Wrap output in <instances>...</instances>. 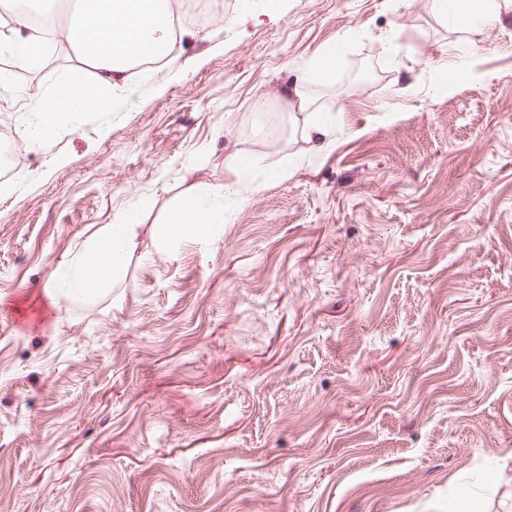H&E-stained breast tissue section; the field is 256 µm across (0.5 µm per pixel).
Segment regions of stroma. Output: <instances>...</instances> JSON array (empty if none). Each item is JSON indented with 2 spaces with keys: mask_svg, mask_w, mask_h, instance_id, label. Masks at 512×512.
Here are the masks:
<instances>
[{
  "mask_svg": "<svg viewBox=\"0 0 512 512\" xmlns=\"http://www.w3.org/2000/svg\"><path fill=\"white\" fill-rule=\"evenodd\" d=\"M329 48L330 147L253 126ZM77 64L11 66L0 133ZM128 82L0 179V512H512V8L238 0ZM228 184L213 236L159 249ZM124 213L122 284L52 304ZM463 13L452 23L457 28H466L479 20L494 17L500 4L496 0H463ZM215 197H224V186L199 188L179 199L164 222L159 247L163 249L183 239L212 235L224 222V207L211 204Z\"/></svg>",
  "mask_w": 512,
  "mask_h": 512,
  "instance_id": "stroma-1",
  "label": "stroma"
}]
</instances>
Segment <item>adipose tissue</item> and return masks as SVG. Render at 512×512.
Segmentation results:
<instances>
[{
	"mask_svg": "<svg viewBox=\"0 0 512 512\" xmlns=\"http://www.w3.org/2000/svg\"><path fill=\"white\" fill-rule=\"evenodd\" d=\"M47 9L50 29L65 38L80 61L79 68L68 78L80 94L61 103L57 98L31 93L33 109L42 114L40 124L22 131L23 137L32 142L57 135L76 115L107 111L109 91L126 81L131 65L165 57L181 27V17L172 0H83L73 10L64 0H49ZM3 16L9 18L10 25L7 31H0V56L21 64L30 62L37 34L19 11L17 0H0V17ZM335 64L331 51L311 56L283 94L290 112L303 113L301 133L319 151L331 143L330 127L314 115L316 99L312 88L332 84ZM223 194V187L208 186L179 199L160 232L159 246L165 248L184 239L212 235L224 221V210L212 205L211 200ZM136 246L134 225L128 217H116L114 223L87 237L67 259L62 272L50 282L49 297L55 301L93 297L117 287Z\"/></svg>",
	"mask_w": 512,
	"mask_h": 512,
	"instance_id": "1",
	"label": "adipose tissue"
}]
</instances>
